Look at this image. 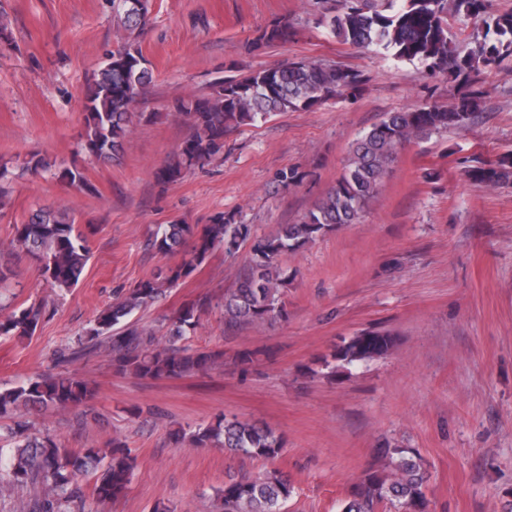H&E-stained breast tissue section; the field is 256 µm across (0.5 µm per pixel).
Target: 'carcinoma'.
<instances>
[{
  "label": "carcinoma",
  "mask_w": 512,
  "mask_h": 512,
  "mask_svg": "<svg viewBox=\"0 0 512 512\" xmlns=\"http://www.w3.org/2000/svg\"><path fill=\"white\" fill-rule=\"evenodd\" d=\"M488 0H340L336 12H325L316 24L330 29L342 42L358 49L371 46L392 52L397 60L417 61L432 72H448L465 82L479 66L494 67L512 56V13L491 14ZM116 14L129 34L146 25L141 0H112ZM472 16L482 20L483 34L473 46L453 40L448 16ZM292 27L276 19L258 30L257 44L288 41ZM154 82L141 50L125 41L105 54L99 70L84 89V148L99 161L120 158L133 118H144L135 103L145 97ZM357 71L322 67L303 60L219 77L212 93L184 100L180 114L191 133L176 157L159 169L163 183L180 179L195 167L206 165L224 149V136L234 128L252 125L276 112L310 109L331 99L352 95L361 86ZM481 92L470 90L450 107L425 104L413 109L386 112L352 145L350 156L336 183L298 224H282L270 235L259 236L253 226L222 213L203 227L166 224L148 239L147 247L160 254H175L188 240L191 250L180 262L142 280L112 305L103 309L87 332L88 342L77 350H62L56 362L67 363L91 349L90 342L106 337L112 348L114 369L141 378H178L213 366L223 354L194 349L187 333L196 328L206 302L183 310L169 319L161 339L126 322L135 311L153 304L166 291L189 277L216 247L235 256L249 248L248 266L233 287L224 290L218 306L230 326L271 323L286 315L279 258L299 250L330 231L359 223L365 206L377 195L397 152L414 139L428 138L450 129H463L479 108ZM33 173L49 172L55 162L39 153L26 161ZM474 179L495 184L512 177V158L471 170ZM25 254L39 264L42 276L59 288H72L89 260L87 237L69 213L59 207L35 210L16 225L11 254ZM42 317L36 306L19 308L0 320L1 336H31ZM395 339L388 333L361 331L338 345L333 358L344 367L357 366L389 355ZM90 383L77 376L46 375L26 385L0 387V418L20 409H65L89 401ZM175 443L188 441L194 448H222L247 458L274 460L284 449L282 435L267 425L238 417L217 416L188 430L175 429ZM0 468L8 467L12 484L39 489L33 512H84L85 497L80 476L95 473L93 495L100 501L117 500L127 492L136 459L127 445L112 439L103 451L89 447L74 451L50 435L32 437L17 423L0 434ZM427 472L423 459L412 448H383L378 464L368 469L355 485L343 512H426ZM292 493L288 479L277 471L231 478L217 496L220 512H282Z\"/></svg>",
  "instance_id": "carcinoma-1"
}]
</instances>
